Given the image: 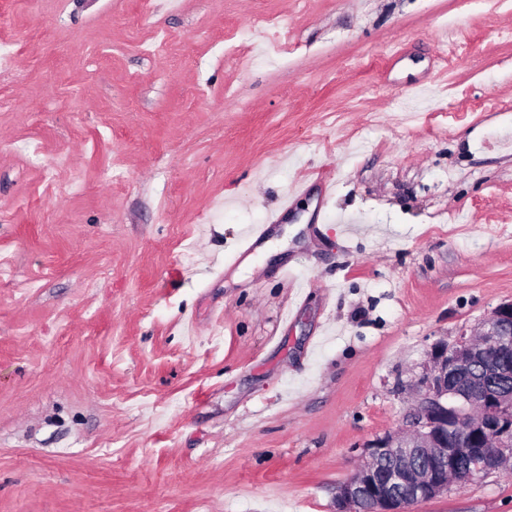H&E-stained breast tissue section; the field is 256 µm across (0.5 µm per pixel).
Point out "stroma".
<instances>
[{
  "mask_svg": "<svg viewBox=\"0 0 512 512\" xmlns=\"http://www.w3.org/2000/svg\"><path fill=\"white\" fill-rule=\"evenodd\" d=\"M502 31L512 0H0V512H336L430 344L512 300ZM404 512H512V475ZM312 185L319 187L320 199L326 200L335 191L336 180L331 177L319 175L313 181L312 179H304L297 182L283 197L280 204V211L288 212V210L292 208L295 198L306 194ZM278 219V213H272L268 218L266 224H257L245 229L240 235V249L238 250L237 255L231 261L227 263L225 262V265H227L230 262H233L230 265L233 266L238 262L239 258L251 253L257 242L265 238L269 226L271 224H277Z\"/></svg>",
  "mask_w": 512,
  "mask_h": 512,
  "instance_id": "stroma-1",
  "label": "stroma"
}]
</instances>
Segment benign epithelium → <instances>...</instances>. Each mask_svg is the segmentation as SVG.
<instances>
[{
    "instance_id": "1",
    "label": "benign epithelium",
    "mask_w": 512,
    "mask_h": 512,
    "mask_svg": "<svg viewBox=\"0 0 512 512\" xmlns=\"http://www.w3.org/2000/svg\"><path fill=\"white\" fill-rule=\"evenodd\" d=\"M483 340L473 342L470 329L461 330L453 341L431 344L410 390L415 403L404 426L371 444L355 473L336 491L337 512H403L405 500L396 492L400 485L434 498L448 491V471L456 469L460 455H479L490 470L512 461V400L496 393L482 396L484 414L469 418V389L463 386L472 367L497 366L495 352L512 348V301L494 308L479 328ZM419 448L426 456L420 468L402 466L394 480L379 479V461L396 453L410 457Z\"/></svg>"
}]
</instances>
